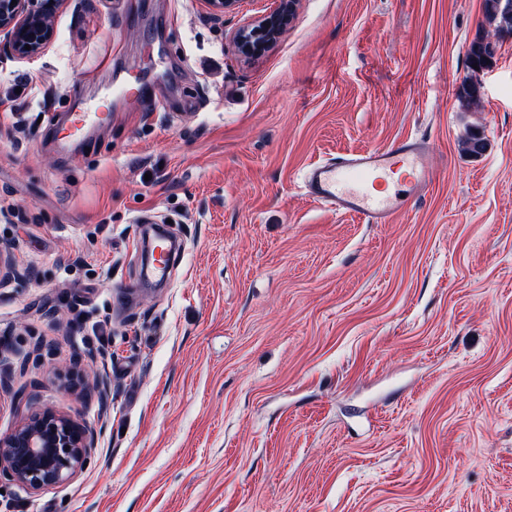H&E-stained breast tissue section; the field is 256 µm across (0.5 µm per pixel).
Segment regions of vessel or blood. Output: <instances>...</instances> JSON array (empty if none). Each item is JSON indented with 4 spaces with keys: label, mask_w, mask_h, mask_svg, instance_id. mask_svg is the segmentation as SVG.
I'll list each match as a JSON object with an SVG mask.
<instances>
[{
    "label": "vessel or blood",
    "mask_w": 512,
    "mask_h": 512,
    "mask_svg": "<svg viewBox=\"0 0 512 512\" xmlns=\"http://www.w3.org/2000/svg\"><path fill=\"white\" fill-rule=\"evenodd\" d=\"M431 147L425 140L404 136L388 145L351 152L307 166L300 179L309 199L342 215L361 218L368 224L392 223L399 205L391 196L379 194L389 172L404 166L410 171L404 190L423 196L433 182L428 166ZM178 246L167 238H157L151 248L148 280H165Z\"/></svg>",
    "instance_id": "vessel-or-blood-1"
}]
</instances>
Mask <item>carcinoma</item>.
<instances>
[{
	"mask_svg": "<svg viewBox=\"0 0 512 512\" xmlns=\"http://www.w3.org/2000/svg\"><path fill=\"white\" fill-rule=\"evenodd\" d=\"M511 3L512 0H484L482 31L471 41L468 49L469 64L475 63L477 68L471 69L469 81L462 85L458 94L468 107L474 105L479 97L478 71L488 68L496 55V45L491 43L487 34L491 31L501 34L504 28L512 26V11L507 8Z\"/></svg>",
	"mask_w": 512,
	"mask_h": 512,
	"instance_id": "obj_1",
	"label": "carcinoma"
}]
</instances>
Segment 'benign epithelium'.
Listing matches in <instances>:
<instances>
[{"label":"benign epithelium","instance_id":"obj_1","mask_svg":"<svg viewBox=\"0 0 512 512\" xmlns=\"http://www.w3.org/2000/svg\"><path fill=\"white\" fill-rule=\"evenodd\" d=\"M63 0H0L3 50L17 58L40 55L54 40L53 19ZM296 0H280L276 13L235 34L242 54L261 52L292 17ZM30 49H25V46ZM98 447V433L68 414L44 410L21 420L0 437V480L38 492L70 481Z\"/></svg>","mask_w":512,"mask_h":512}]
</instances>
